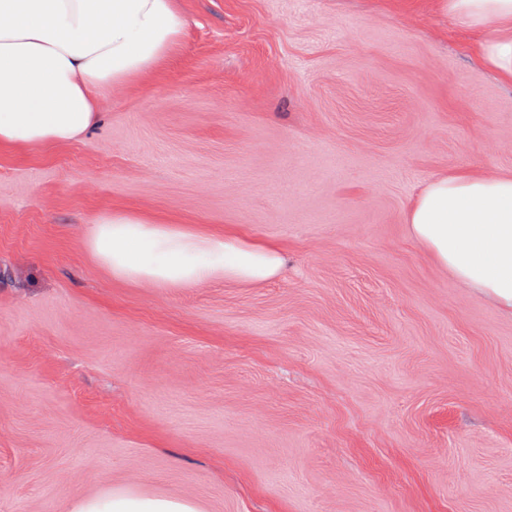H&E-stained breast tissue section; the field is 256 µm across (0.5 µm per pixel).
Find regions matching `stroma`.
<instances>
[{"instance_id": "35a3bbf8", "label": "stroma", "mask_w": 512, "mask_h": 512, "mask_svg": "<svg viewBox=\"0 0 512 512\" xmlns=\"http://www.w3.org/2000/svg\"><path fill=\"white\" fill-rule=\"evenodd\" d=\"M162 70L0 150V512L130 488L202 512H512V315L410 237L423 182L512 176V84L443 0H181ZM122 210L284 273L113 279Z\"/></svg>"}]
</instances>
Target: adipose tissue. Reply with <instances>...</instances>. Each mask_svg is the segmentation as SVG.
<instances>
[{
  "label": "adipose tissue",
  "mask_w": 512,
  "mask_h": 512,
  "mask_svg": "<svg viewBox=\"0 0 512 512\" xmlns=\"http://www.w3.org/2000/svg\"><path fill=\"white\" fill-rule=\"evenodd\" d=\"M484 31V64L512 81V0H448ZM176 0H0V148L65 145L95 127L100 105L164 67L183 35ZM410 236L466 287L512 312V177L456 171L425 182L407 205ZM86 245L114 279L181 288L260 283L284 268L279 248L233 233L100 216ZM73 512H199L181 497L105 491Z\"/></svg>",
  "instance_id": "adipose-tissue-1"
}]
</instances>
